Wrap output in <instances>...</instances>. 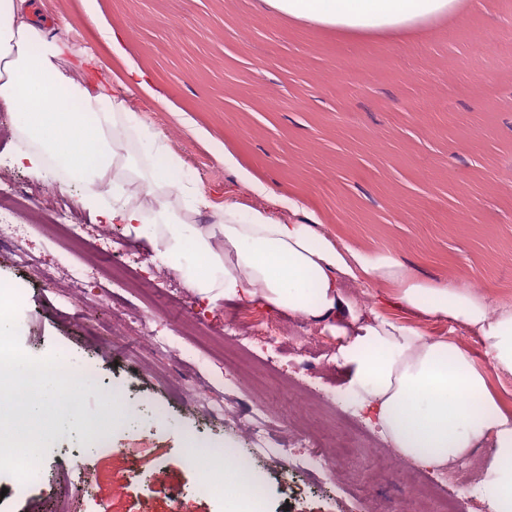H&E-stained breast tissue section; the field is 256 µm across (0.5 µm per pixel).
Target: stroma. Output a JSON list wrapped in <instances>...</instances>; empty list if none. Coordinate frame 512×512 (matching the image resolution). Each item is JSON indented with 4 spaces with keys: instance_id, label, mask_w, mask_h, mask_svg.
Masks as SVG:
<instances>
[{
    "instance_id": "1",
    "label": "stroma",
    "mask_w": 512,
    "mask_h": 512,
    "mask_svg": "<svg viewBox=\"0 0 512 512\" xmlns=\"http://www.w3.org/2000/svg\"><path fill=\"white\" fill-rule=\"evenodd\" d=\"M38 23L62 49L57 65L77 82L85 62L103 63L97 82L118 89L128 66L145 72L162 102L125 95L161 144L210 199L187 222L215 220L225 201L261 208L267 195L299 203L318 231L357 251L391 259L413 279L463 284L493 307L512 305V0H463L458 16L434 20L411 37H352L274 14L265 0H37ZM120 52H113V43ZM0 104V181L54 186L80 202L83 184L52 162L40 175L20 166L37 151ZM232 154L235 168L224 165ZM126 176L102 195L111 209L132 199L149 162L138 141L122 148ZM265 195H258L256 186ZM84 223L47 235L23 225L18 245L0 247V283L19 290L11 351L32 371L66 359L87 375L77 394L95 412L104 394L136 407V420L94 429L49 406V433L5 419L9 441L35 438L32 476L0 470V512H224L199 488L184 460L186 437L246 449L239 422L209 425L193 397L235 403L250 379L225 378L201 348L222 355L217 333L237 303L199 299L173 279L161 253L124 225ZM130 250L156 282L153 300L114 284L112 255ZM99 277L74 285L87 257ZM215 330L179 337L189 362L142 349L129 313L181 304ZM62 448H83L90 466H63ZM364 465L352 454L337 479L266 458L251 465L265 490L264 512H368L371 501L410 493L400 477L378 475L360 496L345 492ZM91 496L78 493L80 485ZM178 491L170 499V491Z\"/></svg>"
}]
</instances>
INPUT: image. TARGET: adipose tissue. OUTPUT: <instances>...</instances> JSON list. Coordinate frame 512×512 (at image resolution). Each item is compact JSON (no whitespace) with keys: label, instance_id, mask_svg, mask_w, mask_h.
Segmentation results:
<instances>
[{"label":"adipose tissue","instance_id":"ef3b65f1","mask_svg":"<svg viewBox=\"0 0 512 512\" xmlns=\"http://www.w3.org/2000/svg\"><path fill=\"white\" fill-rule=\"evenodd\" d=\"M276 13L348 35L410 33L461 0H266ZM29 0H0V101L17 125L38 141L21 162L40 170L44 158L85 183L84 206L95 207L101 171L114 164L121 132L132 133L151 176L146 196L190 197L193 209L208 198L179 170L159 135L119 96L78 84L54 62L56 47L28 22ZM296 201L271 199L245 209L225 202L224 219L189 224L160 202L154 220L141 205L113 208L112 223L162 246L167 267L201 299L260 302L273 311L314 323L329 322L341 338L339 355L360 408L369 410L392 444L431 469H447L485 448L480 484L490 512H512V410L491 392L487 370L512 376V307L489 306L470 288L410 278L395 263L341 246L312 224L284 221ZM391 281L397 307L423 320H448L479 336L484 363L463 345L430 336L382 311L366 308L343 289L350 281ZM265 491L251 474L224 467V512H262Z\"/></svg>","mask_w":512,"mask_h":512}]
</instances>
